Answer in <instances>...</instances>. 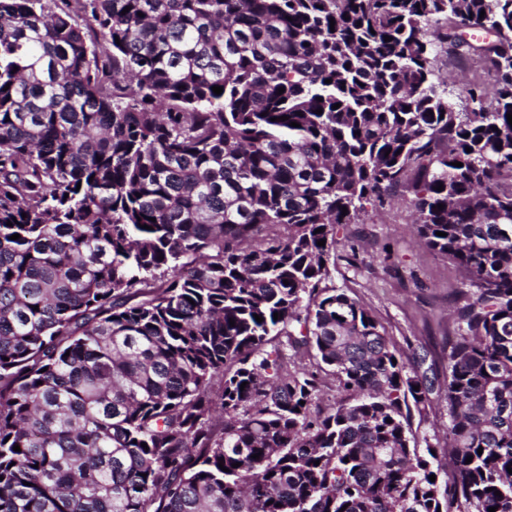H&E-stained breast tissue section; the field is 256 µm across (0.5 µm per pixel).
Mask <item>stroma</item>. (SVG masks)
Listing matches in <instances>:
<instances>
[{"label":"stroma","mask_w":512,"mask_h":512,"mask_svg":"<svg viewBox=\"0 0 512 512\" xmlns=\"http://www.w3.org/2000/svg\"><path fill=\"white\" fill-rule=\"evenodd\" d=\"M433 66L447 77L448 95L462 108L471 82L487 88L493 84L492 74L476 58L461 60L441 50ZM411 199L408 191L398 190L384 207L370 209L361 223L346 227L334 281L371 311L399 348L426 352L417 374L442 376L448 371L452 300L470 283L447 259L421 244ZM411 425L416 436H444V390L430 394L425 411L412 412Z\"/></svg>","instance_id":"stroma-1"}]
</instances>
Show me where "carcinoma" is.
I'll return each instance as SVG.
<instances>
[{
  "mask_svg": "<svg viewBox=\"0 0 512 512\" xmlns=\"http://www.w3.org/2000/svg\"><path fill=\"white\" fill-rule=\"evenodd\" d=\"M509 113L512 0H0V512H512ZM397 188L475 286L444 448L438 378L333 277ZM432 62L438 74L448 77V96L459 108L466 107L469 84L475 79L486 89L492 88L493 76L478 58L461 60L439 49ZM323 391L316 401V408H330L347 403V395L340 388L331 376H324ZM429 406L422 413L411 406V425L413 433L421 441L423 436L432 438L435 434L440 438V448H444V435L448 427V411L445 402V392L436 389L429 394Z\"/></svg>",
  "mask_w": 512,
  "mask_h": 512,
  "instance_id": "carcinoma-1",
  "label": "carcinoma"
}]
</instances>
